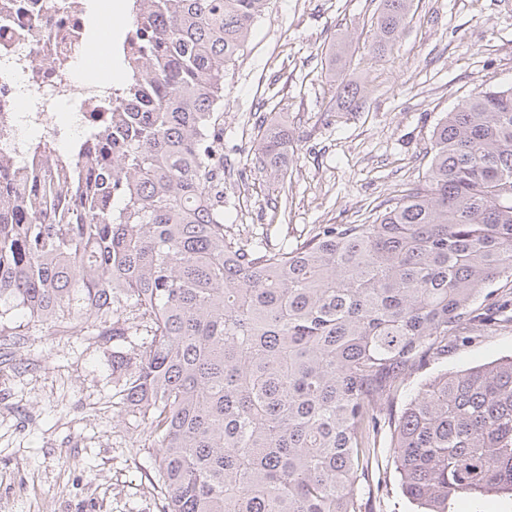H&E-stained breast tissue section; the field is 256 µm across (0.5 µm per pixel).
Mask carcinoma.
Segmentation results:
<instances>
[{
  "label": "carcinoma",
  "mask_w": 512,
  "mask_h": 512,
  "mask_svg": "<svg viewBox=\"0 0 512 512\" xmlns=\"http://www.w3.org/2000/svg\"><path fill=\"white\" fill-rule=\"evenodd\" d=\"M269 0H143L122 87L132 112L97 131L59 210L55 187L16 192L0 166V319L77 322L102 345L155 451L161 512H362L381 405L448 352L473 303L512 276V86L439 119L425 180L370 224H329L293 245L224 224V73ZM412 0H381L374 50ZM337 109L364 103L337 88ZM286 127L258 158L282 181ZM402 494L419 512L512 501V356L427 379L393 424Z\"/></svg>",
  "instance_id": "1"
}]
</instances>
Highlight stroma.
Masks as SVG:
<instances>
[{"label": "stroma", "mask_w": 512, "mask_h": 512, "mask_svg": "<svg viewBox=\"0 0 512 512\" xmlns=\"http://www.w3.org/2000/svg\"><path fill=\"white\" fill-rule=\"evenodd\" d=\"M379 0H270L224 80V221L232 233L296 241L361 224L423 180L439 119L470 94L512 86V0H413L391 50L372 49ZM367 89L354 112L331 87ZM288 129L284 184L256 159L260 125ZM512 354V323L471 327L405 380L394 409L437 373ZM112 349L76 329L0 325V512H161L134 417L118 402ZM383 427L365 512H413Z\"/></svg>", "instance_id": "1"}]
</instances>
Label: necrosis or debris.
Masks as SVG:
<instances>
[{"instance_id": "1", "label": "necrosis or debris", "mask_w": 512, "mask_h": 512, "mask_svg": "<svg viewBox=\"0 0 512 512\" xmlns=\"http://www.w3.org/2000/svg\"><path fill=\"white\" fill-rule=\"evenodd\" d=\"M130 13L129 0H0V159L64 183L123 108L96 49L105 19Z\"/></svg>"}]
</instances>
